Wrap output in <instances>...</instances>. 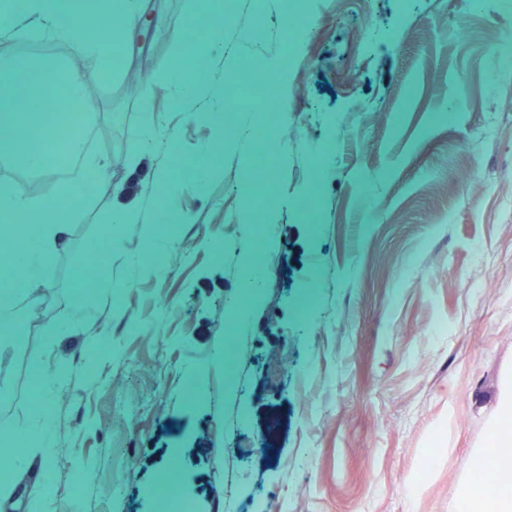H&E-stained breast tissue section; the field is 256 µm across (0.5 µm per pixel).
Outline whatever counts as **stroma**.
<instances>
[{"instance_id": "1", "label": "stroma", "mask_w": 512, "mask_h": 512, "mask_svg": "<svg viewBox=\"0 0 512 512\" xmlns=\"http://www.w3.org/2000/svg\"><path fill=\"white\" fill-rule=\"evenodd\" d=\"M223 2L211 65L244 103L223 140L208 100L174 108L157 79L211 0H144L99 85L93 125L112 138L89 152L106 171L87 173L40 274V318L0 335V355H31L47 376L0 379V427L30 448L21 469L0 462V512H158L152 489L175 458L187 512H459L512 377V68L491 52L512 43V0H299L291 34L282 0ZM256 23L261 40L245 42ZM254 58L286 109L259 184L263 114L241 80ZM128 203L135 223L109 238ZM165 210L185 222L161 226ZM263 225L273 263L246 304L243 243ZM92 243L109 254L105 286L81 293Z\"/></svg>"}]
</instances>
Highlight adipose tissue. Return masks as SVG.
<instances>
[{
  "label": "adipose tissue",
  "mask_w": 512,
  "mask_h": 512,
  "mask_svg": "<svg viewBox=\"0 0 512 512\" xmlns=\"http://www.w3.org/2000/svg\"><path fill=\"white\" fill-rule=\"evenodd\" d=\"M140 0H27L25 13H17L8 0H0V31L20 36L32 28L68 43L72 57L94 54L105 63L121 61L132 24L140 12ZM206 46L187 50L181 36L172 40V65L162 75L173 106H181L189 96L207 91L213 98L224 94L223 81L209 74L208 59L218 52L224 40L221 11H213ZM48 74L46 65L34 57L5 53L0 55V158L17 167L46 176L68 171L61 194L66 204L48 205L31 195L17 179L0 181V240L9 245L0 257V333L13 330L21 321L16 310L22 301L37 300L46 291L44 282L31 273V267L49 263L56 250L68 240L72 212L83 199L85 170L89 160H80L87 116L88 86L99 84L96 74L75 73L60 68L62 94L66 104L53 123L42 120L38 111ZM29 109L28 125H21L18 104ZM38 225V238H31L29 225Z\"/></svg>",
  "instance_id": "adipose-tissue-1"
}]
</instances>
